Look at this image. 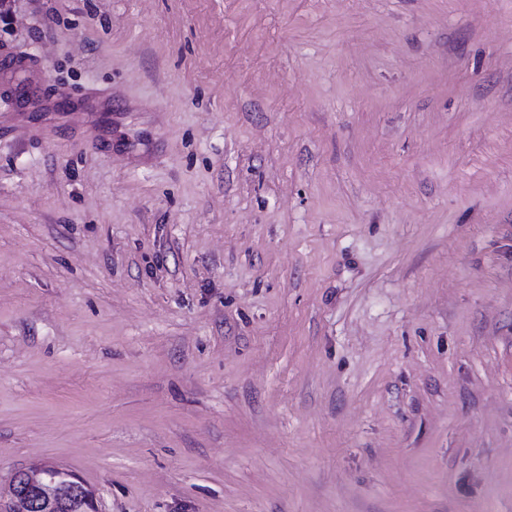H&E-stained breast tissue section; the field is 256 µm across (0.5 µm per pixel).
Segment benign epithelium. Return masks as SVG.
Wrapping results in <instances>:
<instances>
[{
  "label": "benign epithelium",
  "instance_id": "1",
  "mask_svg": "<svg viewBox=\"0 0 512 512\" xmlns=\"http://www.w3.org/2000/svg\"><path fill=\"white\" fill-rule=\"evenodd\" d=\"M63 484L85 493L87 501L94 503L76 473L58 464L45 463L15 474L10 501L0 502V512H54L58 488Z\"/></svg>",
  "mask_w": 512,
  "mask_h": 512
}]
</instances>
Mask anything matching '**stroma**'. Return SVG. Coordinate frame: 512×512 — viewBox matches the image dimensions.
I'll list each match as a JSON object with an SVG mask.
<instances>
[{
    "instance_id": "obj_1",
    "label": "stroma",
    "mask_w": 512,
    "mask_h": 512,
    "mask_svg": "<svg viewBox=\"0 0 512 512\" xmlns=\"http://www.w3.org/2000/svg\"><path fill=\"white\" fill-rule=\"evenodd\" d=\"M0 497L512 512V0H11ZM66 484L83 492L97 512L92 494L73 471L54 463H45L30 470H20L14 476L12 493L7 505L0 500L2 512H53L58 488Z\"/></svg>"
}]
</instances>
